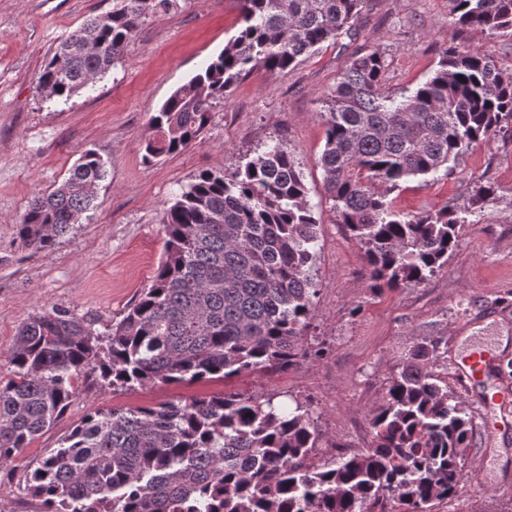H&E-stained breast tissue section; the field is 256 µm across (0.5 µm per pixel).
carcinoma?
<instances>
[{
	"label": "carcinoma",
	"mask_w": 512,
	"mask_h": 512,
	"mask_svg": "<svg viewBox=\"0 0 512 512\" xmlns=\"http://www.w3.org/2000/svg\"><path fill=\"white\" fill-rule=\"evenodd\" d=\"M242 27L150 119L149 158L199 140L209 114L258 67L285 69L352 34L364 0H237ZM452 24L512 36V0H450ZM179 0H113L51 52L37 92L68 102L122 62L150 18ZM378 48L354 58L324 99L320 157L332 209L364 250L374 286L416 287L448 262L455 206L400 214L378 191L435 175L512 124V76L471 47L445 52L416 89L386 88ZM82 152L35 195L16 235L35 250L68 234L105 179ZM153 284L103 333L67 312L28 318L0 381V467L50 427L86 371L114 388L287 371L328 349L305 344L315 318L318 219L291 149L266 146L231 172L200 171L163 218ZM441 340L398 365L373 414L372 446L315 461L307 403L225 392L184 402L91 409L28 475L47 512H431L464 478L473 437L464 404L429 369Z\"/></svg>",
	"instance_id": "1"
}]
</instances>
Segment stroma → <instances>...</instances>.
Returning a JSON list of instances; mask_svg holds the SVG:
<instances>
[{"label": "stroma", "instance_id": "obj_1", "mask_svg": "<svg viewBox=\"0 0 512 512\" xmlns=\"http://www.w3.org/2000/svg\"><path fill=\"white\" fill-rule=\"evenodd\" d=\"M112 0H0V378L22 322L63 309L97 331L118 322L150 288L163 257L164 211L201 170L232 171L284 140L303 173L319 220L313 269L318 293L309 336L330 353L284 372L246 373L227 381L115 389L81 374L76 395L48 429L0 467V512H44L27 490V475L84 419L89 409L186 401L223 392L285 395L310 402L322 435L318 460L372 441L370 419L388 378L416 345L441 339L435 375L463 402L474 438L464 455L465 479L432 512H512V445L487 438L486 396L456 372L461 336L493 343L512 333V128L475 144L446 173L401 182L390 197L404 213L464 208L447 265L418 287L372 291L364 252L326 197L319 159L325 144L320 114L346 64L377 47L386 86L416 88L447 48L489 51L512 76V37L456 29L449 0H365L356 38L325 43L284 70L250 73L218 103L200 140L146 160L149 118L171 92L216 58L240 28L236 0H180L176 12L146 21L121 64L65 104L42 100L39 70L50 50ZM94 150L107 177L93 208L51 249L23 247L14 235L31 199L62 180L80 154ZM493 195L472 204L478 186ZM487 455L476 472L474 457Z\"/></svg>", "mask_w": 512, "mask_h": 512}]
</instances>
